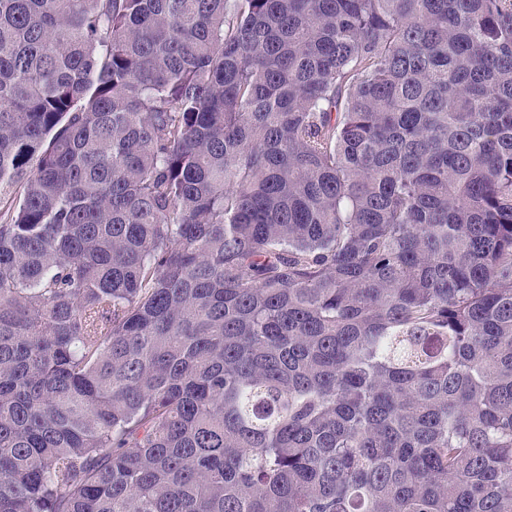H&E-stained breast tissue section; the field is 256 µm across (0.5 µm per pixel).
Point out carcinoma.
<instances>
[{"label":"carcinoma","instance_id":"carcinoma-1","mask_svg":"<svg viewBox=\"0 0 512 512\" xmlns=\"http://www.w3.org/2000/svg\"><path fill=\"white\" fill-rule=\"evenodd\" d=\"M0 512H512V0H0Z\"/></svg>","mask_w":512,"mask_h":512}]
</instances>
